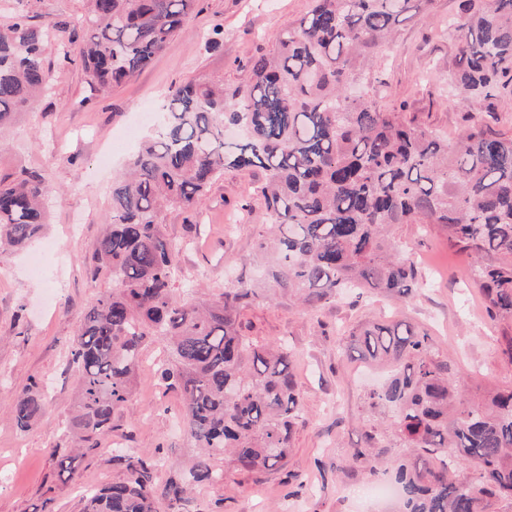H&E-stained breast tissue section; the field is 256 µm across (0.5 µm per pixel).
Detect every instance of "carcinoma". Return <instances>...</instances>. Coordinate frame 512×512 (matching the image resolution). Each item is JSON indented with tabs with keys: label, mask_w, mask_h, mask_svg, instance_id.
<instances>
[{
	"label": "carcinoma",
	"mask_w": 512,
	"mask_h": 512,
	"mask_svg": "<svg viewBox=\"0 0 512 512\" xmlns=\"http://www.w3.org/2000/svg\"><path fill=\"white\" fill-rule=\"evenodd\" d=\"M198 0H86L76 25L30 22L19 14L0 30V130L54 88L45 48L80 44L79 62L100 91L147 67L187 31ZM422 0H313L273 48L250 62L247 81L189 80L171 91L154 134L112 181L93 260L112 292L96 298L76 329L71 363L79 376L71 432L98 449L131 393L146 342L160 338L168 359L160 380L180 391L182 422L200 448L188 473L163 488L149 463L117 452L122 479L83 497L81 512L174 508L198 483H224L232 469L278 471L288 463L301 411L284 341L241 335L239 310L253 296L243 280L209 302L173 299L179 250L165 234L171 209L196 213L226 170L260 168L262 223L270 237L273 287L314 309L345 288L408 299L418 269L400 247L399 224H440L448 243L473 259L472 280L488 315L512 319V131L482 113L512 108V0H462L448 19L459 44L448 73L454 103L469 123L447 139L402 110L385 108L365 72L392 41L401 17ZM49 188L31 168L0 173V247L22 248L48 223ZM368 360L389 362L390 377L366 394L371 414L350 462L398 485L397 512H494L512 499V386L466 403L458 370L426 332L400 321L354 336ZM16 426L43 412L37 385L11 402ZM454 450L452 463L437 464ZM65 482L74 451L55 448ZM224 457V468L212 459Z\"/></svg>",
	"instance_id": "1"
}]
</instances>
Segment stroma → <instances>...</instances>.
Wrapping results in <instances>:
<instances>
[{
    "mask_svg": "<svg viewBox=\"0 0 512 512\" xmlns=\"http://www.w3.org/2000/svg\"><path fill=\"white\" fill-rule=\"evenodd\" d=\"M311 0H203L192 31L172 39L128 82L99 92L79 63L47 51L56 91L6 131L0 170H41L52 188L51 221L37 242L54 253L43 278L25 268L22 251L0 250V512H80L88 487L122 478L108 448L119 445L146 460L161 459L153 480L164 485L195 461L198 450L180 419L182 396L166 389L157 372L167 356L160 340L146 344L127 402L114 414L104 450L76 461L73 482L59 481L52 448L67 446L78 374L70 364L76 326L101 293L111 290L108 271L89 266L109 206L112 179L136 146L122 141L129 126L139 134L152 127L147 106L163 105L175 86L207 76L236 85L246 64L271 49L288 24L304 16ZM459 0H423L399 26L371 74L382 104L405 105L408 115L441 135H455L466 122L463 108L447 102L445 80L455 65L458 42L446 35ZM32 22L77 20L83 0H0V26L15 13ZM217 47L207 39L215 27ZM259 169L228 170L211 186L192 217L170 211L166 231L181 253L176 278L198 284L199 297H219L238 280L256 296L241 308L242 334L259 342L286 340L302 411L290 442L287 466L277 472H235L221 484H199L180 512H381L367 500L374 479L368 469L348 465L360 445L368 411L367 391L381 381L374 367L351 355V334L369 323L406 320L427 330L442 355L463 367L469 401L490 389L512 386V363L503 355L512 339V320L489 321L481 294L469 281L465 254L450 248L433 224H401L394 235L416 263L422 289L406 300L357 298L348 293L309 311L273 290L252 263L265 234L264 201L256 188ZM42 385L45 408L26 431L12 417V396Z\"/></svg>",
    "mask_w": 512,
    "mask_h": 512,
    "instance_id": "stroma-1",
    "label": "stroma"
}]
</instances>
